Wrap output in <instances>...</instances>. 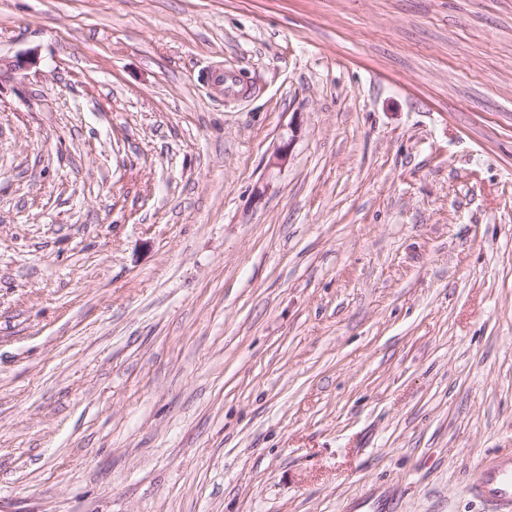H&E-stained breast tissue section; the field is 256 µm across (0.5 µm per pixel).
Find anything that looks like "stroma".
Listing matches in <instances>:
<instances>
[{
	"label": "stroma",
	"instance_id": "1",
	"mask_svg": "<svg viewBox=\"0 0 512 512\" xmlns=\"http://www.w3.org/2000/svg\"><path fill=\"white\" fill-rule=\"evenodd\" d=\"M30 50L0 88V512H483L512 0H0V56ZM388 510L385 497L372 492L353 499L343 509L344 512H390Z\"/></svg>",
	"mask_w": 512,
	"mask_h": 512
}]
</instances>
